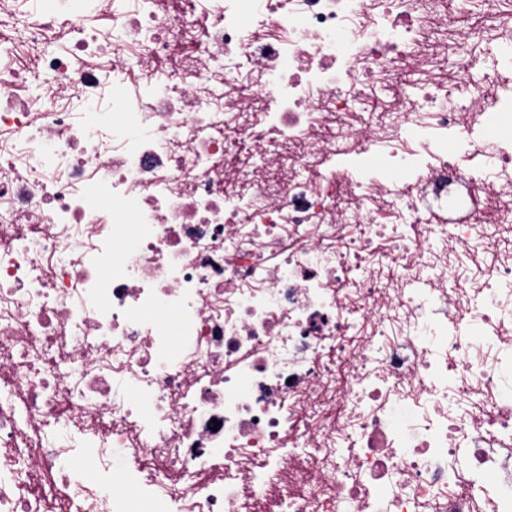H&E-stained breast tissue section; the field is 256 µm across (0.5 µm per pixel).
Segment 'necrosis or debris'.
<instances>
[{
  "mask_svg": "<svg viewBox=\"0 0 512 512\" xmlns=\"http://www.w3.org/2000/svg\"><path fill=\"white\" fill-rule=\"evenodd\" d=\"M77 434L152 512H512V0H0V512H134ZM72 456H81L89 460L88 466L75 474H70V478L74 482H106L109 481L112 485V473H119L126 467L127 461L125 456L121 459L112 460V466L109 470L101 468L98 460V448H93L88 445L86 441L76 440L71 443Z\"/></svg>",
  "mask_w": 512,
  "mask_h": 512,
  "instance_id": "4bbe7bcc",
  "label": "necrosis or debris"
}]
</instances>
